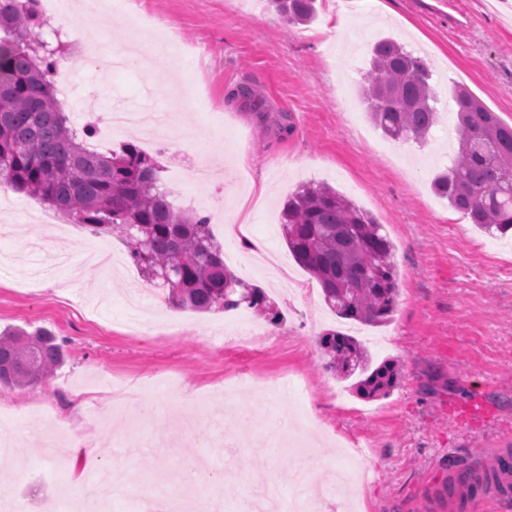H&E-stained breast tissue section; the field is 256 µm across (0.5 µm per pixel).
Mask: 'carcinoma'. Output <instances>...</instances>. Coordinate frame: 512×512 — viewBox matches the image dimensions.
Here are the masks:
<instances>
[{
    "label": "carcinoma",
    "mask_w": 512,
    "mask_h": 512,
    "mask_svg": "<svg viewBox=\"0 0 512 512\" xmlns=\"http://www.w3.org/2000/svg\"><path fill=\"white\" fill-rule=\"evenodd\" d=\"M34 0H0V185L38 197L93 234L120 237L142 275L168 289L175 306L200 313L245 306L279 319L261 288L239 279L224 263L222 245L205 215L174 207L162 188V167L127 142L108 153L87 149L93 128L74 127L56 87L47 78L54 51L40 39L41 12ZM282 21L306 25L316 0H269ZM432 73L422 58L391 38L372 47L364 74L369 117L394 140L423 144L437 125ZM231 97L261 115L254 90L240 86ZM457 148L437 173L432 190L491 236L512 232V125L503 123L465 86L455 87ZM288 250L320 285L326 305L340 319L386 324L399 296L394 245L383 226L326 183H308L288 195L281 209ZM326 369L367 397L396 387V364L372 367L363 343L335 332L320 340ZM62 346L45 330L0 334V389L46 379L61 363ZM512 455L501 456L483 482L459 481L473 497L494 483L509 484Z\"/></svg>",
    "instance_id": "obj_1"
}]
</instances>
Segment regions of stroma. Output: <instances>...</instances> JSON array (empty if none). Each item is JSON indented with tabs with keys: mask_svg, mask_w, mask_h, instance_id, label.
<instances>
[{
	"mask_svg": "<svg viewBox=\"0 0 512 512\" xmlns=\"http://www.w3.org/2000/svg\"><path fill=\"white\" fill-rule=\"evenodd\" d=\"M317 18L286 28L265 5L228 7L227 0H137L134 8L87 32L110 48L123 44L130 26L141 29L140 45L156 44L162 29L178 33L186 55L179 67H137L107 74L80 65V40L59 34V67H72L68 110L76 124H100L113 107L171 112L177 135L163 148L132 127L121 141L137 143L162 165V183L176 208L209 215L224 246V261L236 268L234 251L243 235L260 239L295 285L276 291L262 272L247 275L283 317L273 325L251 314L262 345L216 347L236 311L199 313L175 309L173 320L157 312L166 291L153 294L128 250L115 236L107 241L123 257L111 278L88 260L96 237L67 217L52 246L83 264V276L46 256L26 266H0V330L45 329L62 344L64 361L53 373L52 398L37 387L0 393V424L46 430L67 422L69 443L95 447L83 460L86 472L123 463L125 482L141 490L166 470L189 473L198 488L221 482L224 512H234L250 486L235 474L253 468L255 450L268 428L311 415L305 434L317 457L306 478L331 484L328 468L338 449L358 439L368 448L366 507L355 512H512L495 493L467 502L448 495L462 471L480 473L512 449V238L480 231L431 188L448 160L440 137L425 145L394 142L371 123L362 98L363 74L373 44L392 37L423 47L438 79L443 105L440 125L454 123L447 107L464 85L505 122L512 124V0H317ZM247 85L260 94L266 127L229 97ZM224 165V180L188 187L177 176L209 161ZM325 182L382 224L395 246L399 296L391 321L365 326L336 317L316 291V281L295 262L282 238L281 200L300 184ZM264 186L266 201L251 209L246 227L237 223V201L250 184ZM10 207L0 225L12 227L0 240V255L27 252L43 239L41 219L53 210L41 200L8 190ZM340 332L363 341L374 364L395 362L397 387L385 397L358 395L351 381L323 367L321 336ZM264 376L290 373L301 386L276 393L240 389L239 412L219 433L209 428L183 435L179 447L147 446L125 454L121 443L147 440L168 430L167 418L139 417L136 407L158 406L190 389L189 407L209 420L232 372ZM122 375L136 402L107 409L102 380ZM71 462L56 464L21 443L0 459V488L23 512L82 493Z\"/></svg>",
	"mask_w": 512,
	"mask_h": 512,
	"instance_id": "stroma-1",
	"label": "stroma"
}]
</instances>
